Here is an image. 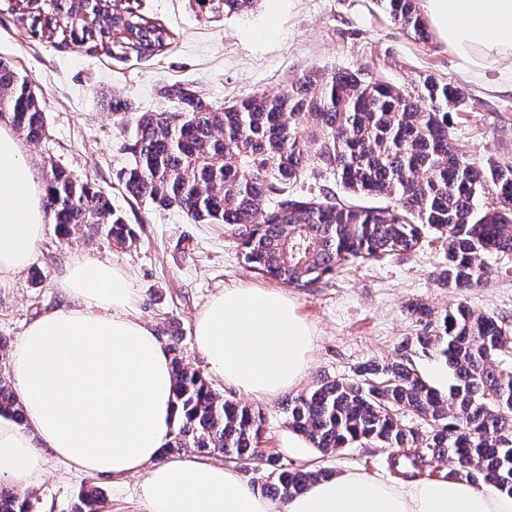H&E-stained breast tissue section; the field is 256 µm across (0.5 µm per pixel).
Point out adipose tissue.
<instances>
[{
  "label": "adipose tissue",
  "instance_id": "obj_1",
  "mask_svg": "<svg viewBox=\"0 0 512 512\" xmlns=\"http://www.w3.org/2000/svg\"><path fill=\"white\" fill-rule=\"evenodd\" d=\"M422 2L437 39L472 76L512 58V0ZM44 196L19 140L0 124V275L29 266L46 230ZM62 287L69 304L33 320L9 355L26 419L0 417V480L29 485L51 459L93 476L141 475L144 512H512V495L461 480L390 484L358 473L274 502L234 466L163 457L177 419L174 377L160 337L130 313L129 281L88 258ZM193 335L215 378L262 398L299 384L312 333L284 293L233 288L211 299Z\"/></svg>",
  "mask_w": 512,
  "mask_h": 512
}]
</instances>
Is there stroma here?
Wrapping results in <instances>:
<instances>
[{
	"mask_svg": "<svg viewBox=\"0 0 512 512\" xmlns=\"http://www.w3.org/2000/svg\"><path fill=\"white\" fill-rule=\"evenodd\" d=\"M134 6L175 33L164 53L140 56L107 48L92 52L71 41L50 44L33 37L0 0V60L33 80L45 109L46 138L22 144L36 178L45 180L51 167L64 168L105 192L139 237L135 245L120 246L86 225L63 239L55 224H48L30 268L0 277V372L27 325L67 304L61 283L83 257L127 274L135 291L132 313L156 335L179 324L184 355L203 374L208 368L195 347L193 323L211 297L231 288L281 290L313 333L308 368L296 388L300 394L322 379L350 378L358 365L395 355L422 330L408 303L422 302L440 313L454 302L438 279L446 248L434 238L410 253L341 266L300 288L251 269L223 225L197 224L181 211L128 199L123 173L132 163L127 146L135 119L117 124L102 98L116 93L138 111L164 112L176 108L157 94L167 83L192 85L221 104L261 91L278 93L312 69L330 74L371 67L397 85L432 73L470 89L467 106L452 115L451 135L460 153L482 165L512 161V60L497 63L487 78L469 77L437 38L414 42L373 0H260L253 12L231 17L198 15L188 0H134ZM483 262L488 274L462 301L512 323V254ZM212 387L262 413L264 454L337 475L357 472L395 481L385 448L357 446L323 456L306 444L288 447L285 395L257 399L218 380ZM89 481L105 500L103 512H141L139 478L119 484L92 480L52 460L42 480L20 492L31 499L34 512H75Z\"/></svg>",
	"mask_w": 512,
	"mask_h": 512,
	"instance_id": "35a3bbf8",
	"label": "stroma"
}]
</instances>
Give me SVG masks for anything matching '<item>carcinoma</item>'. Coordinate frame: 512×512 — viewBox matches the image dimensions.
<instances>
[{"label": "carcinoma", "mask_w": 512, "mask_h": 512, "mask_svg": "<svg viewBox=\"0 0 512 512\" xmlns=\"http://www.w3.org/2000/svg\"><path fill=\"white\" fill-rule=\"evenodd\" d=\"M38 0L11 7L40 39L65 41L87 35L88 50L106 43L125 53H161L175 34L124 6L91 0L89 19L71 17L57 0L47 13ZM200 11L238 15L258 0H190ZM414 41L430 31L416 0H376ZM175 112H143L128 149L127 196L161 209L177 208L197 224H224L237 233L244 261L269 279L305 287L355 259L416 250L434 236L447 245L441 285L454 295L488 274L486 254L512 253V162L480 168L463 159L450 134L451 113L470 99L467 87L428 75L398 86L368 68L330 75L311 72L282 92H256L222 107L180 83L159 87ZM0 112L10 115L27 141L46 136L44 107L31 79L0 61ZM316 166H311V160ZM336 176L348 198L329 193L288 194L309 171ZM388 200L365 207L353 198ZM46 206L61 236L76 225L103 228L121 245L137 237L110 198L61 168L46 181ZM423 323L415 351L448 367L454 383L443 393L406 354L358 368L353 379H326L288 399V428L323 456L355 445L393 450L389 465L399 475L445 460L443 478L459 479L512 495V329L461 302L436 314L409 306ZM171 336L168 353L175 378L177 429L168 451L192 448L228 463L262 457L261 414L215 391L181 355ZM409 412L423 429L399 422ZM0 416L24 420L12 386L0 378ZM272 481L263 494H298L331 472L296 467L266 457ZM87 512H100L101 492L83 490ZM9 512H31L27 496L8 492Z\"/></svg>", "instance_id": "1"}]
</instances>
